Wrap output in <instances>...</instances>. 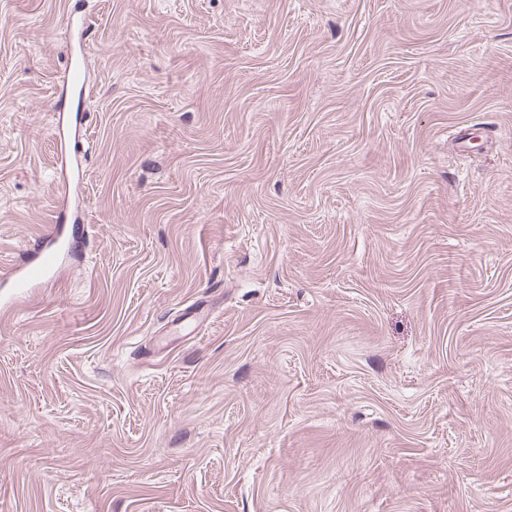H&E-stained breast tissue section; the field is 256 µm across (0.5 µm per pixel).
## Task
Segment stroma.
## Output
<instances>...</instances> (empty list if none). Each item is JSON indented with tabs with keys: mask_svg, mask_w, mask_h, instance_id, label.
<instances>
[{
	"mask_svg": "<svg viewBox=\"0 0 512 512\" xmlns=\"http://www.w3.org/2000/svg\"><path fill=\"white\" fill-rule=\"evenodd\" d=\"M63 210L0 512H512V0H0V280Z\"/></svg>",
	"mask_w": 512,
	"mask_h": 512,
	"instance_id": "obj_1",
	"label": "stroma"
}]
</instances>
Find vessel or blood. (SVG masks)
Masks as SVG:
<instances>
[{"mask_svg":"<svg viewBox=\"0 0 512 512\" xmlns=\"http://www.w3.org/2000/svg\"><path fill=\"white\" fill-rule=\"evenodd\" d=\"M67 213H60L57 223L41 240L36 241L26 250L25 261L15 269L12 284L17 294H24L33 284L46 278L58 265L60 255L70 241L64 232Z\"/></svg>","mask_w":512,"mask_h":512,"instance_id":"1","label":"vessel or blood"}]
</instances>
